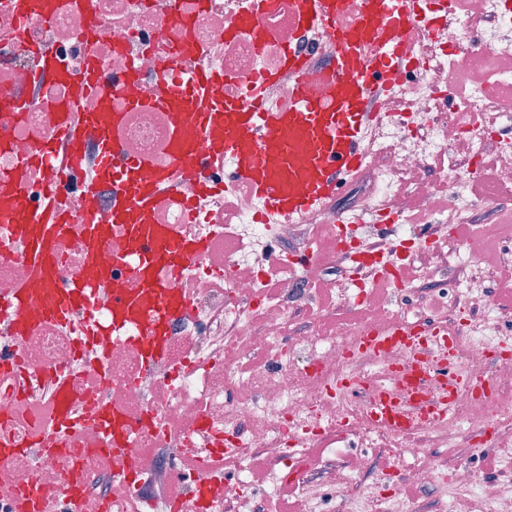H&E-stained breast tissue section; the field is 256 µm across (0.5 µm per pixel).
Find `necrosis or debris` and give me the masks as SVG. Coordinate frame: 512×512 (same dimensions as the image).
<instances>
[{
	"label": "necrosis or debris",
	"mask_w": 512,
	"mask_h": 512,
	"mask_svg": "<svg viewBox=\"0 0 512 512\" xmlns=\"http://www.w3.org/2000/svg\"><path fill=\"white\" fill-rule=\"evenodd\" d=\"M247 7L248 0H54L48 18L23 24L12 0H0V92L23 104L21 113L0 112V173L33 205L46 181H58L72 222L83 223L89 181L69 173L68 162L50 168L33 162L41 144L59 139L51 107L71 92L65 78L33 84L43 50L64 70H80L93 57L97 78L114 87L113 110L124 115L114 135L148 174L171 163L172 122L145 101L192 75L217 73L211 92L220 102L244 98L259 76L275 75L267 104L287 111L291 82L282 55L300 38L294 0H275L262 10L256 33L235 28ZM405 35L419 62L378 100L364 165L342 206L358 217L392 218L395 229L373 241L367 224L363 235L347 239L351 274L332 277L320 262L299 274L271 262L280 244L293 255L328 249L329 239L309 229L335 223L342 208L336 200L274 217V235L260 223V200L249 186L220 189L189 210L167 193L157 198L150 223L174 225L180 236L204 239L208 247L177 279L190 310L174 320L170 352L150 371H143L135 347L111 340L108 377L98 380L90 371L92 355L78 354L71 329L39 324L16 336L0 315V343L19 360L18 367L0 370V438L23 448L0 462V486L14 491L15 512H26L24 492L35 482L44 487L45 503L80 488L103 512H194L188 501L199 495L205 512H241L254 493L270 499L287 482L299 512H419L385 492L387 473L368 476L366 458L341 463L332 457L319 473L308 471L307 448L332 440L341 425L395 454L406 484L428 492L447 488L443 512H512V487L479 480L464 467L447 472L433 454L486 435L502 468L512 472V436L502 430L512 422V348L502 340L512 313L499 307L486 284L496 271L478 259L480 233L464 244L456 234L474 227L478 213L492 222L499 217L496 198H473L472 170L490 166L499 183L512 185V138L499 129L512 115V14L500 0H465L441 33L415 18ZM409 124L421 133L406 134ZM420 222L430 230L427 260L401 273L399 249ZM447 271L457 275L449 293L440 288ZM383 283L392 300L371 307L365 321L319 328L329 307L313 306L314 296L354 305ZM44 286L22 257L0 256V297L17 287L38 296ZM303 312L310 322L300 330ZM429 323L463 337L460 369L469 384L448 412L436 411L402 435L374 424L371 413L385 394L415 413L414 395L397 378L409 355L396 350L380 357L358 341L369 327ZM252 353L264 354V363L241 367L240 358ZM62 380L78 414L77 435L53 450L32 446ZM483 397L488 415L480 420L475 408ZM100 401L131 412L139 429L109 458L102 453ZM258 455L270 463L259 474L253 469ZM179 456L202 465L199 485L178 479L172 461ZM133 461L142 466L140 482L116 489ZM228 466L236 469L235 480H225Z\"/></svg>",
	"instance_id": "necrosis-or-debris-1"
}]
</instances>
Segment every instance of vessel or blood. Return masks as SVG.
I'll use <instances>...</instances> for the list:
<instances>
[{
    "label": "vessel or blood",
    "instance_id": "b4317fda",
    "mask_svg": "<svg viewBox=\"0 0 512 512\" xmlns=\"http://www.w3.org/2000/svg\"><path fill=\"white\" fill-rule=\"evenodd\" d=\"M422 0H366L364 16L356 29L336 40L328 74L336 83V98L327 104L318 100L304 71L305 57L297 49L284 51L285 65L296 77L295 99L288 111H268L261 84H254L246 101L214 106L206 91L217 74L202 73L189 78L188 88L172 87L151 99L153 107L170 112L173 171L158 173L152 181L138 184L135 193L113 190L109 211L112 222L123 225L129 248L124 261L140 273L138 287L112 299L108 319H100L97 295L110 279L107 270L89 266L79 277L66 282L56 276L58 240L71 229L70 219L55 192H48L41 205L27 207L9 177L0 175V252L23 251L49 283L38 302L48 320L67 326L74 310H84L87 319L81 334L87 340L99 336L125 338L142 351L145 361L166 356L167 325L179 305L174 280L184 260L202 250L199 242L179 239L168 224H150L151 210L160 187L193 172L198 142L203 130L219 135L208 142L207 158L224 169L225 182L244 181L251 185L270 213H302L317 207L326 197L340 193L357 170L365 152V129L372 119L370 106L399 68L406 66L414 52L404 35L407 19L417 15ZM342 0H300L297 26L309 30L316 25L335 26ZM85 77L73 85L72 104L59 107L56 121L60 142H46L39 148L41 159L58 150L69 157L83 156L81 128L83 116L75 103L92 87ZM122 113L103 101L95 122L104 135L100 140V162L87 195L89 213L99 206V187L117 176H137L142 165L128 158L122 144L109 133L122 121ZM109 226L88 221L81 237L87 253L101 249L109 236ZM30 298L16 289L5 305L18 335L32 329L28 309ZM371 347L386 350L401 344H422L423 361L404 367L402 384L421 391L429 372L448 370L464 353L462 337L436 328L428 340L416 329L381 328L366 337ZM373 419L396 432L409 430L406 415L389 398H380ZM78 426L69 410L57 411L39 432L41 445H58L73 436Z\"/></svg>",
    "mask_w": 512,
    "mask_h": 512
}]
</instances>
